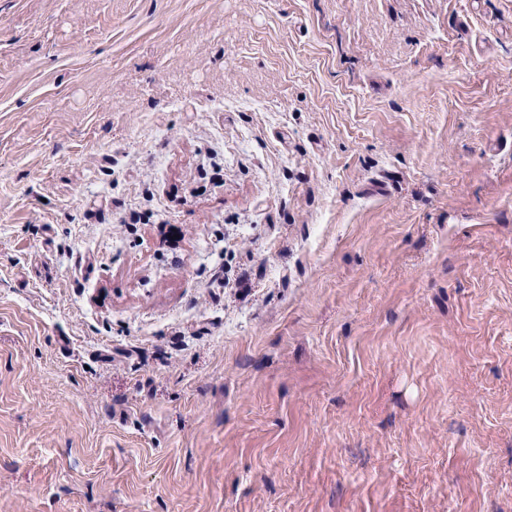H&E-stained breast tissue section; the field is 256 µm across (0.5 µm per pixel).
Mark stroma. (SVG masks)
Listing matches in <instances>:
<instances>
[{
	"instance_id": "obj_1",
	"label": "stroma",
	"mask_w": 512,
	"mask_h": 512,
	"mask_svg": "<svg viewBox=\"0 0 512 512\" xmlns=\"http://www.w3.org/2000/svg\"><path fill=\"white\" fill-rule=\"evenodd\" d=\"M0 512H512V0H0Z\"/></svg>"
}]
</instances>
